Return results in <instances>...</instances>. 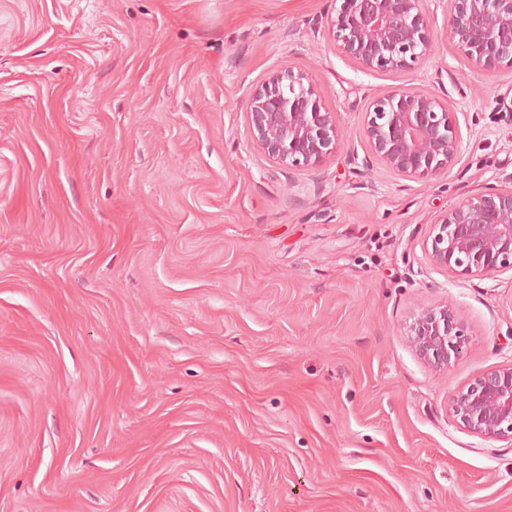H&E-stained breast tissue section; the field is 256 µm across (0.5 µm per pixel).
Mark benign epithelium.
Segmentation results:
<instances>
[{"label":"benign epithelium","instance_id":"obj_1","mask_svg":"<svg viewBox=\"0 0 512 512\" xmlns=\"http://www.w3.org/2000/svg\"><path fill=\"white\" fill-rule=\"evenodd\" d=\"M327 16L336 48L366 71L407 69L429 55L423 0H332ZM447 34L476 69L512 70V0H451ZM251 141L289 170H312L336 152V113L323 107L308 75L273 71L251 89ZM365 134L371 159L401 176L438 177L455 165L460 141L450 108L432 93L398 89L377 96ZM431 263L452 273L493 276L512 271V177L504 187L468 195L431 225ZM421 359L445 371L464 354L468 334L447 304L417 310L406 325ZM454 421L488 440L512 441V364L479 374L455 391Z\"/></svg>","mask_w":512,"mask_h":512}]
</instances>
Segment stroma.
Masks as SVG:
<instances>
[{
    "label": "stroma",
    "instance_id": "1",
    "mask_svg": "<svg viewBox=\"0 0 512 512\" xmlns=\"http://www.w3.org/2000/svg\"><path fill=\"white\" fill-rule=\"evenodd\" d=\"M449 6L425 63L369 72L328 0H0V512H512V443L449 406L512 363V272L425 250L512 176V71ZM285 65L343 135L314 172L250 141ZM403 87L454 114L445 176L363 164ZM445 301L470 343L436 372L404 325Z\"/></svg>",
    "mask_w": 512,
    "mask_h": 512
}]
</instances>
